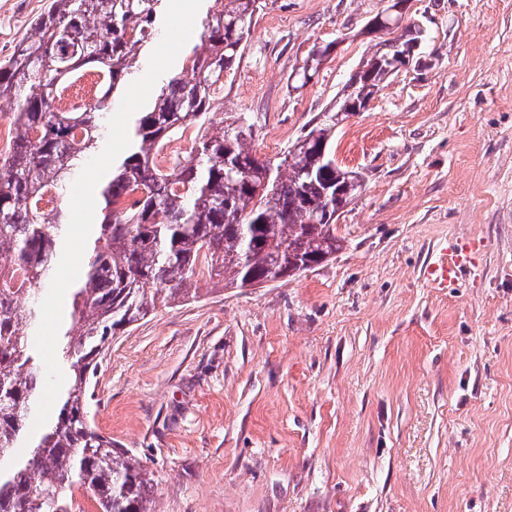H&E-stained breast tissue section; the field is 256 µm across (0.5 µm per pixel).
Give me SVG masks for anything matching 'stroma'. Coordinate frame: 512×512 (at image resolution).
I'll return each mask as SVG.
<instances>
[{"label": "stroma", "mask_w": 512, "mask_h": 512, "mask_svg": "<svg viewBox=\"0 0 512 512\" xmlns=\"http://www.w3.org/2000/svg\"><path fill=\"white\" fill-rule=\"evenodd\" d=\"M48 0H0V60ZM388 0H260L205 131L283 157L329 111ZM424 64L336 129L365 175L336 256L264 286L198 283L118 334L91 420L156 512H512V0H409ZM314 79L292 72L313 45ZM469 250L429 286L442 248ZM471 263V257L467 251L452 250L441 253L427 266L426 279L433 288H448L457 281L459 273Z\"/></svg>", "instance_id": "stroma-1"}]
</instances>
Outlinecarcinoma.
Returning a JSON list of instances; mask_svg holds the SVG:
<instances>
[{
  "label": "carcinoma",
  "instance_id": "1",
  "mask_svg": "<svg viewBox=\"0 0 512 512\" xmlns=\"http://www.w3.org/2000/svg\"><path fill=\"white\" fill-rule=\"evenodd\" d=\"M166 0H51L12 54L0 60V101L13 104L14 137L0 155V512H73V489L98 512H155L153 475L91 423L87 392L117 332L155 304L196 296L203 278L226 288L280 281L332 259L342 247L336 211L363 191L364 175L336 164L340 112H355L413 53L412 24L375 43L336 101L274 165L251 148L250 128L200 136L179 167L158 160L179 131L203 125L216 90L240 59L256 0L207 12L200 40L135 119L132 144L104 177L88 256L60 328L65 383L57 411L31 432L42 387L34 339L40 304L61 258L68 213L39 203L63 195L97 148L117 91L152 42ZM91 67L92 98L59 109L64 81Z\"/></svg>",
  "mask_w": 512,
  "mask_h": 512
}]
</instances>
